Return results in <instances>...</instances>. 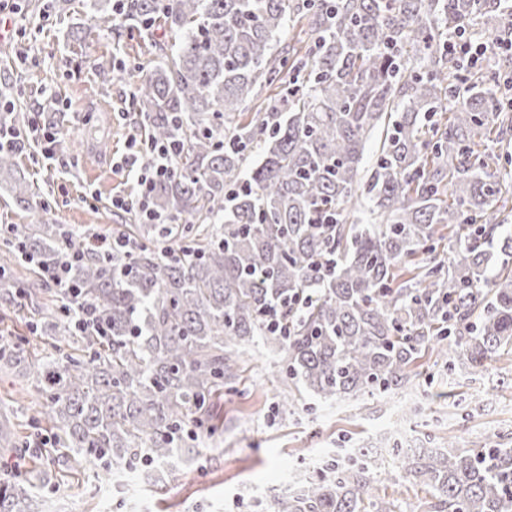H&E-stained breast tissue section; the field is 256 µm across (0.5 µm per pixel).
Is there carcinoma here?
<instances>
[{
	"label": "carcinoma",
	"instance_id": "carcinoma-1",
	"mask_svg": "<svg viewBox=\"0 0 512 512\" xmlns=\"http://www.w3.org/2000/svg\"><path fill=\"white\" fill-rule=\"evenodd\" d=\"M126 12L147 35L158 17L175 34L131 102L153 141L177 144L176 174L152 196L165 223L126 229L129 254L72 263L96 331L75 327L37 268L84 238L42 223L0 240V303L27 308L44 344L0 345V374L31 379L47 434L33 451L0 415V452L34 463L4 465L0 512H44L36 489L61 466L109 479L132 458L178 462L219 428L244 344L280 352L324 402L404 388L425 351L450 370L512 355V156L488 153L512 135L496 83L512 58L466 70L445 42L477 12L494 19L497 0H128ZM292 17L304 41L288 52L278 43ZM262 84L279 91L246 122ZM4 173L18 205L50 209L16 152H0ZM365 201L381 223L350 221ZM170 240L166 258L157 244ZM274 309L289 335L267 327ZM381 468L361 453L265 512H392L371 501ZM388 475L430 487L437 512H512V436L406 456Z\"/></svg>",
	"mask_w": 512,
	"mask_h": 512
}]
</instances>
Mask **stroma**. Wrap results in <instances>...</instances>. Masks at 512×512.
Segmentation results:
<instances>
[{"instance_id": "stroma-1", "label": "stroma", "mask_w": 512, "mask_h": 512, "mask_svg": "<svg viewBox=\"0 0 512 512\" xmlns=\"http://www.w3.org/2000/svg\"><path fill=\"white\" fill-rule=\"evenodd\" d=\"M16 0L17 34L0 41V87H20V120L42 115L39 137L18 153V163L49 212L16 206L0 195V226L61 224L109 234L133 223L112 199L136 192L133 175L114 166L144 126L129 110L141 73H100L98 58L116 54L131 64L155 57L156 41L170 38L157 21L151 38L130 24L90 20L85 0ZM237 394L224 398L223 435L194 444L193 460L176 464L161 479L143 480L137 463L131 490L99 483L93 471L65 477L60 490L44 491L51 512H262L289 475L304 479L333 466L330 448H361L386 462L402 448L472 447L512 432V357L479 372L449 369L425 352L412 365L405 389L383 397L321 402L297 396L279 354L245 346L237 363ZM375 501L394 512H436L435 499L419 482L379 477Z\"/></svg>"}]
</instances>
